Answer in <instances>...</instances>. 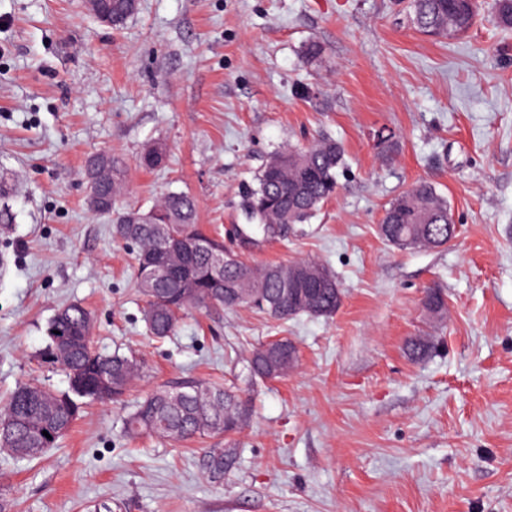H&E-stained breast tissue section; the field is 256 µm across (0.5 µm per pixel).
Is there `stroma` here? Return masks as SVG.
Here are the masks:
<instances>
[{
	"instance_id": "obj_1",
	"label": "stroma",
	"mask_w": 512,
	"mask_h": 512,
	"mask_svg": "<svg viewBox=\"0 0 512 512\" xmlns=\"http://www.w3.org/2000/svg\"><path fill=\"white\" fill-rule=\"evenodd\" d=\"M480 4L467 34L436 39L409 0H140L117 28L85 0H0V172L19 186L0 224V407L34 380L67 389L39 351L70 304L91 311L99 351L143 365L41 458L0 452L10 512H512V29ZM322 134L345 148L335 195L310 223L238 235L243 185ZM158 143L164 164L144 168ZM104 152L122 162L118 208L188 193L201 230L241 259L328 267L340 308L286 321L193 309L152 337L138 248L87 205L86 161ZM420 180L447 196L456 238L395 248L383 210ZM420 336L435 348L416 359ZM280 338L296 365L252 383L250 350ZM186 380L252 401L223 482L195 443L123 431L144 393Z\"/></svg>"
}]
</instances>
